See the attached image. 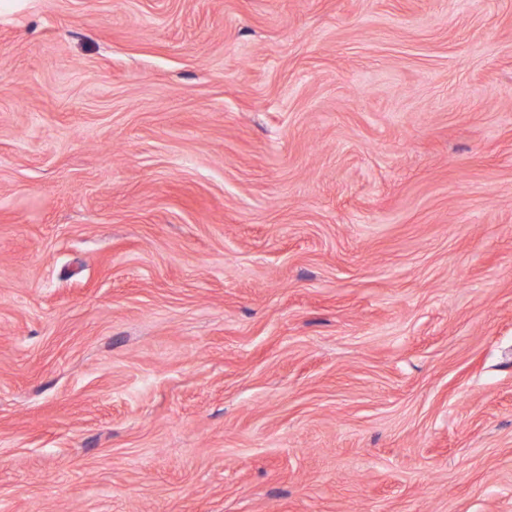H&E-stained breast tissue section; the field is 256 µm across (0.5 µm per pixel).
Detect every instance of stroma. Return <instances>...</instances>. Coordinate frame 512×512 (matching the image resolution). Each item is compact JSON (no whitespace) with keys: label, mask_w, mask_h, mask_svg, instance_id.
<instances>
[{"label":"stroma","mask_w":512,"mask_h":512,"mask_svg":"<svg viewBox=\"0 0 512 512\" xmlns=\"http://www.w3.org/2000/svg\"><path fill=\"white\" fill-rule=\"evenodd\" d=\"M0 512H512V0H0Z\"/></svg>","instance_id":"stroma-1"}]
</instances>
